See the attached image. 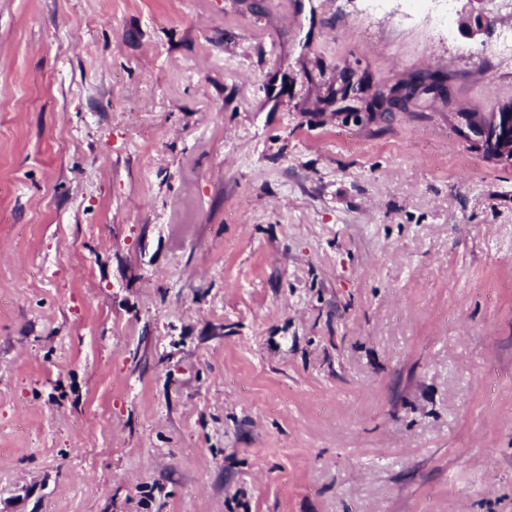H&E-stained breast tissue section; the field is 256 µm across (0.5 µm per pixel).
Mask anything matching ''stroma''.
<instances>
[{"instance_id": "1", "label": "stroma", "mask_w": 512, "mask_h": 512, "mask_svg": "<svg viewBox=\"0 0 512 512\" xmlns=\"http://www.w3.org/2000/svg\"><path fill=\"white\" fill-rule=\"evenodd\" d=\"M460 8L0 0V512H512Z\"/></svg>"}]
</instances>
